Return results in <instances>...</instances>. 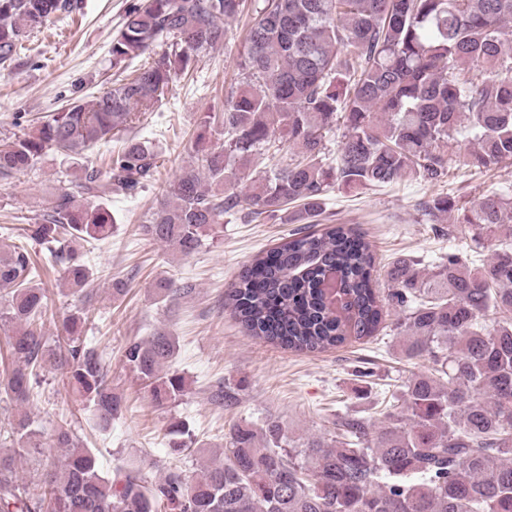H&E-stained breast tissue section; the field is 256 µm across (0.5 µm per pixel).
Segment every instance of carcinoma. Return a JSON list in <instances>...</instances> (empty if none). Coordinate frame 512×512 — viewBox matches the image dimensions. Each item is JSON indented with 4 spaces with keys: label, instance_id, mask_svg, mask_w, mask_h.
Masks as SVG:
<instances>
[{
    "label": "carcinoma",
    "instance_id": "cac0c4a2",
    "mask_svg": "<svg viewBox=\"0 0 512 512\" xmlns=\"http://www.w3.org/2000/svg\"><path fill=\"white\" fill-rule=\"evenodd\" d=\"M262 2L224 108L202 118L192 161L139 225L147 241L188 258L221 231L224 216L243 208L256 220L296 203V221L310 224L335 184L370 189L411 177L436 185L455 166L512 165V0ZM247 8L248 0H134L109 44L114 67L145 59L134 77L0 143V179L33 170L52 149L81 157L120 143L104 169L85 160L26 228L49 260L66 267L72 294L84 295L93 277L78 245L112 236L116 218L102 201L137 194L158 168L154 147L128 128L203 53L230 44L227 22ZM73 9V0H0V63ZM340 118L343 140L330 161L327 137ZM217 127L224 141L213 147ZM464 139L473 142L466 154ZM276 141L297 157L242 196L240 175ZM424 207L436 223L452 220L450 239L454 225H466L473 246L448 248L426 272L422 257L396 258L383 298L371 245L347 224L296 232L259 252L225 292V305L252 335L309 353L372 337L394 312L390 330L402 353L429 366L390 392L383 421L340 412L331 436L301 442L276 419L244 421L190 483L176 473L153 481L126 467L105 476L93 450L61 429L55 445L64 454L36 499L18 483L17 462L39 452L26 406L40 373L69 369L73 392L92 405L103 430L124 404L82 336L86 309L62 319V344L53 348L29 251L0 250V321L11 327L14 359L0 372V395L18 411L11 445L0 448V512H512V239L500 238L512 230V185L467 206L446 194ZM491 240L489 259L476 264L473 253ZM329 274L338 304L325 293ZM187 293L173 279L156 286L169 302ZM176 349L174 336L157 333L124 350L158 404L185 396L184 378L162 373ZM168 435L179 450L190 431L176 421Z\"/></svg>",
    "mask_w": 512,
    "mask_h": 512
}]
</instances>
